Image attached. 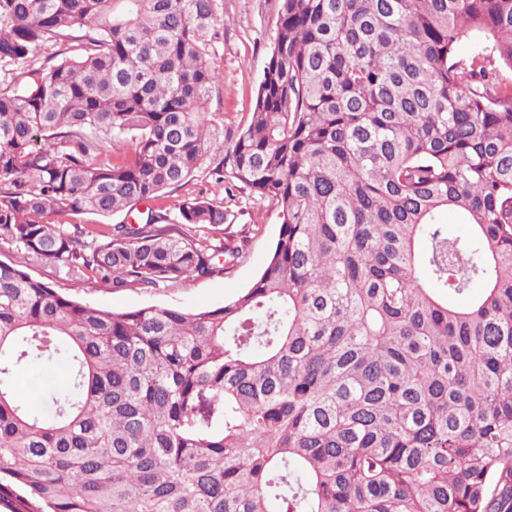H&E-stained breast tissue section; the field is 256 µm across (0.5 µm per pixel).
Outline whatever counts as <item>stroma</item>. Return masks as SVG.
<instances>
[{"label": "stroma", "mask_w": 512, "mask_h": 512, "mask_svg": "<svg viewBox=\"0 0 512 512\" xmlns=\"http://www.w3.org/2000/svg\"><path fill=\"white\" fill-rule=\"evenodd\" d=\"M278 0H218L219 21L211 34L214 52L211 57L213 83L207 103L210 119L223 121L224 140L232 142L250 122L255 95L263 66L276 31ZM231 210L246 208V215L226 223L228 235L249 237L245 255L231 274L195 280L176 288H125L106 286L76 288L53 268L30 266L29 272L51 283L61 293L74 299L114 312L146 306L193 311L222 306L253 282L265 266L275 241L280 220L267 204L237 194L230 201Z\"/></svg>", "instance_id": "35a3bbf8"}]
</instances>
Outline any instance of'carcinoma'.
Returning a JSON list of instances; mask_svg holds the SVG:
<instances>
[{"label":"carcinoma","mask_w":512,"mask_h":512,"mask_svg":"<svg viewBox=\"0 0 512 512\" xmlns=\"http://www.w3.org/2000/svg\"><path fill=\"white\" fill-rule=\"evenodd\" d=\"M218 20L217 0H0V236L21 253L0 261V501L512 512V0H279L211 173L281 224L224 305L112 312L27 271L172 288L240 263L248 239L215 240L232 213L201 194L69 220L211 159ZM34 364L67 369L38 408L15 385Z\"/></svg>","instance_id":"obj_1"}]
</instances>
